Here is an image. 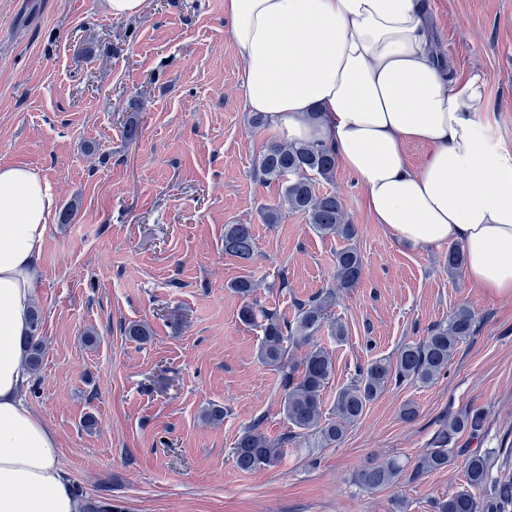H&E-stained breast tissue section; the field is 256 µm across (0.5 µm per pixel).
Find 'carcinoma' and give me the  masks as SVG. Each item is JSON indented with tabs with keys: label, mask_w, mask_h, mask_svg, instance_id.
I'll list each match as a JSON object with an SVG mask.
<instances>
[{
	"label": "carcinoma",
	"mask_w": 512,
	"mask_h": 512,
	"mask_svg": "<svg viewBox=\"0 0 512 512\" xmlns=\"http://www.w3.org/2000/svg\"><path fill=\"white\" fill-rule=\"evenodd\" d=\"M264 179L281 186L279 206L261 213L266 224H276L281 209L302 215L321 236H336L347 242L357 236V227L347 221L343 204L334 193H319L316 181H330L336 170L335 153L323 142L297 143L272 141L258 159ZM255 236L251 224L224 226V253L241 261L253 256ZM363 270L358 251L346 246L336 253L335 288L355 287ZM232 288L244 299L238 317L250 324L262 318L259 348L261 362L276 371L283 392L285 418L299 434H317L324 445L340 442L347 426L363 416L367 406L392 385L432 384L447 368L459 341L475 331L474 315L466 306L456 308L448 321L430 328L417 342L402 345L393 358H376L360 369L357 377L336 392L330 417L324 416V391L335 374V361L326 349L317 345L318 335L328 330L338 343L346 341V327L332 319L328 308L334 288L322 290L296 305L293 319L276 310H265L252 302L255 283L242 277ZM40 311L32 312L31 330L27 338L26 363L30 373L41 365L43 340L39 336ZM484 415L473 411L444 421L437 445L417 459L414 476L419 477L448 466V444L463 432L476 434L483 429ZM290 436L277 440L267 437L256 425L245 429L234 446L233 458L242 471H254L276 464L282 457ZM497 476H492V470ZM404 466L393 458L372 463L356 475L366 489L393 486ZM469 489L451 494L435 502V512H512V444L502 439L493 454L473 453L466 461Z\"/></svg>",
	"instance_id": "carcinoma-1"
}]
</instances>
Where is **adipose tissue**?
<instances>
[{"label":"adipose tissue","mask_w":512,"mask_h":512,"mask_svg":"<svg viewBox=\"0 0 512 512\" xmlns=\"http://www.w3.org/2000/svg\"><path fill=\"white\" fill-rule=\"evenodd\" d=\"M244 105L285 140L322 142L375 223L427 249L463 246L466 280L512 295V150L486 80L443 73L422 0H224ZM428 149L412 167L407 148ZM55 210L32 168L0 166V512H85L55 432L21 398L37 262Z\"/></svg>","instance_id":"1"}]
</instances>
